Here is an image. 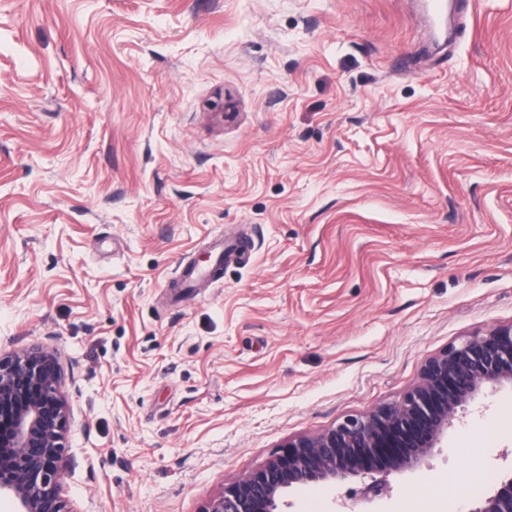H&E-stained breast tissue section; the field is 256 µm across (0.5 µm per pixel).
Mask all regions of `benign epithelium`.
Here are the masks:
<instances>
[{
    "instance_id": "benign-epithelium-1",
    "label": "benign epithelium",
    "mask_w": 512,
    "mask_h": 512,
    "mask_svg": "<svg viewBox=\"0 0 512 512\" xmlns=\"http://www.w3.org/2000/svg\"><path fill=\"white\" fill-rule=\"evenodd\" d=\"M57 354L32 345L0 356V494L16 512H75L63 495L59 462L71 424ZM512 384V323L466 337L423 365L401 400L348 416L317 433L288 438L265 465L224 487L203 512H278L294 485L364 479L369 462L389 472L419 468L442 434L483 389ZM468 512H512V476Z\"/></svg>"
}]
</instances>
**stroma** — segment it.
<instances>
[{
	"mask_svg": "<svg viewBox=\"0 0 512 512\" xmlns=\"http://www.w3.org/2000/svg\"><path fill=\"white\" fill-rule=\"evenodd\" d=\"M0 0V352L54 350L76 512H202L512 323V0ZM250 256L202 263L217 238ZM512 387L281 512H468Z\"/></svg>",
	"mask_w": 512,
	"mask_h": 512,
	"instance_id": "1",
	"label": "stroma"
}]
</instances>
